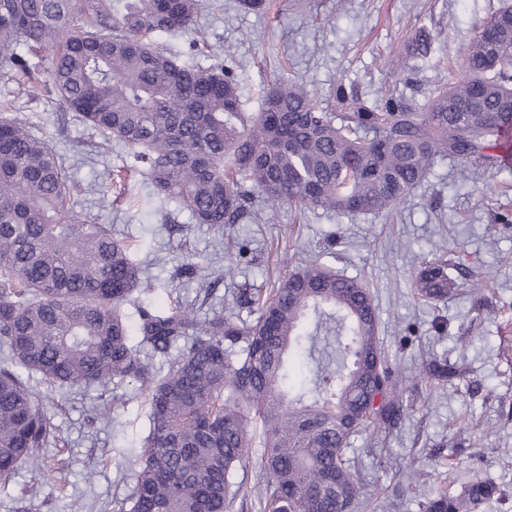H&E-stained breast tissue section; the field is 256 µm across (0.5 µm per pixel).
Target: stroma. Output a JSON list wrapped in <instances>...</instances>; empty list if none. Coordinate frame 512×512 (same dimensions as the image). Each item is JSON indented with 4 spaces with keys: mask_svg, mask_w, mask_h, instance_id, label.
Wrapping results in <instances>:
<instances>
[{
    "mask_svg": "<svg viewBox=\"0 0 512 512\" xmlns=\"http://www.w3.org/2000/svg\"><path fill=\"white\" fill-rule=\"evenodd\" d=\"M195 30L161 37L181 60L233 70L244 112H259L264 93L283 76L303 81L320 105L334 102L337 80L364 99L388 92L423 106L437 85L463 72L465 51L499 0H271L264 12L239 0H200ZM434 40L430 58L407 56L418 28ZM35 77L0 82V110L20 118L36 137L66 156L79 185L73 195L83 216L131 244L151 289L125 304L164 312L188 305L200 290L176 272L195 264L212 290L210 305L248 316L241 289L271 287L287 262L302 257L366 283L379 317V346L401 379L407 408L389 428L351 438L346 456L371 497L367 512H425L439 490L459 494L476 479L499 493L479 512H512V165L467 181L462 163L437 158L428 177L392 211L355 217L268 208L216 232L174 202L152 198L143 176L131 175L120 198L99 191L107 171L132 165L118 142L104 143L50 90L47 65ZM446 252L458 285L429 304L411 280L432 245ZM448 366L446 380L420 378L432 362ZM66 441L41 451V473L21 470L0 483V512H113L129 496L132 472L149 431L148 406L136 386L60 393L40 377L30 381Z\"/></svg>",
    "mask_w": 512,
    "mask_h": 512,
    "instance_id": "1",
    "label": "stroma"
}]
</instances>
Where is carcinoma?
Wrapping results in <instances>:
<instances>
[{
  "instance_id": "carcinoma-1",
  "label": "carcinoma",
  "mask_w": 512,
  "mask_h": 512,
  "mask_svg": "<svg viewBox=\"0 0 512 512\" xmlns=\"http://www.w3.org/2000/svg\"><path fill=\"white\" fill-rule=\"evenodd\" d=\"M198 0H0V80L31 75L23 48L47 54L52 89L144 169L151 195L198 224H235L260 195L338 214L396 207L438 157L460 159L471 179L512 150V4L496 9L468 45L463 75L425 107L362 99L345 83L336 108L284 79L261 111L242 112L230 71L179 60L156 39L197 24ZM63 159L16 117H0V483L40 468L57 440L52 418L18 372L59 389L136 385L150 430L132 495L117 512H228L238 472L260 448L255 496L263 512H353L368 506L345 458L350 438L386 425L406 389L383 368L369 289L314 260L295 263L258 317L188 307L139 310L130 345L122 307L150 288L131 248L67 208ZM434 255L415 275L427 302L454 292ZM308 336L311 377L288 389V357ZM168 358L155 369L156 356ZM488 481L459 496L441 490L425 512H473Z\"/></svg>"
}]
</instances>
